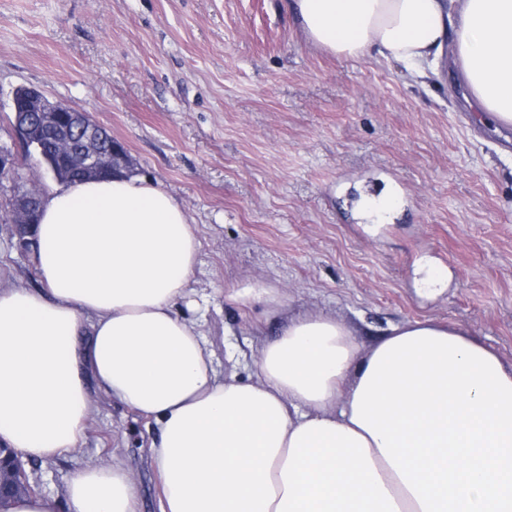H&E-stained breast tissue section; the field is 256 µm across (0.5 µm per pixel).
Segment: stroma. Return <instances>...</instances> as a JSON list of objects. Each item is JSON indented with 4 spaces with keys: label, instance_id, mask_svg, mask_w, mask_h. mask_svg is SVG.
Wrapping results in <instances>:
<instances>
[{
    "label": "stroma",
    "instance_id": "obj_1",
    "mask_svg": "<svg viewBox=\"0 0 512 512\" xmlns=\"http://www.w3.org/2000/svg\"><path fill=\"white\" fill-rule=\"evenodd\" d=\"M21 86L89 113L159 181L201 242L198 321L220 370L246 380L289 316L329 313L363 347L414 321L469 329L512 365V128L492 133L447 63L425 80L377 55L310 44L285 0H0V145ZM360 186L391 187L392 222L361 224ZM445 287L417 284L423 263ZM262 280L285 312L234 295ZM0 284L40 286L0 222ZM155 425L98 396L80 449L25 469L59 500L90 461L137 474Z\"/></svg>",
    "mask_w": 512,
    "mask_h": 512
}]
</instances>
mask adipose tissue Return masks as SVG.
I'll list each match as a JSON object with an SVG mask.
<instances>
[{"label": "adipose tissue", "instance_id": "1", "mask_svg": "<svg viewBox=\"0 0 512 512\" xmlns=\"http://www.w3.org/2000/svg\"><path fill=\"white\" fill-rule=\"evenodd\" d=\"M308 41L424 76L459 64L477 111L512 125V0H293ZM40 289L0 287V444L78 450L93 389L150 418L161 512H512V366L429 321L363 349L292 317L243 381L219 371L191 286L200 242L159 182L77 180L44 200ZM127 469L86 464L67 512H137Z\"/></svg>", "mask_w": 512, "mask_h": 512}]
</instances>
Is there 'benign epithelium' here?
Masks as SVG:
<instances>
[{"label":"benign epithelium","mask_w":512,"mask_h":512,"mask_svg":"<svg viewBox=\"0 0 512 512\" xmlns=\"http://www.w3.org/2000/svg\"><path fill=\"white\" fill-rule=\"evenodd\" d=\"M14 124L10 127L13 144L29 141L30 125L23 120L28 112L37 115L40 124L58 131L54 150L61 159L76 162L87 178H98L111 171L132 164V160L123 143L114 139L106 148L92 143V135L98 124L81 111L55 103L42 92L19 101L12 97ZM17 179L16 156L12 149H0V186L3 182H15ZM9 221L16 227L19 247L26 250L33 246L27 238L29 227L41 210L42 196L37 190L19 187L12 199ZM25 488L29 494L39 493V486L30 482L24 464L10 448L0 447V500Z\"/></svg>","instance_id":"7a95c632"}]
</instances>
